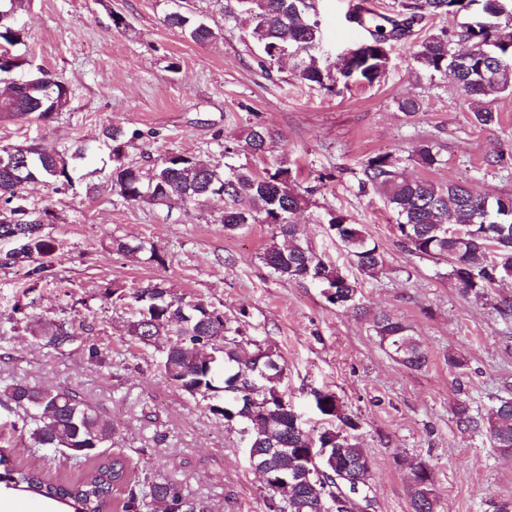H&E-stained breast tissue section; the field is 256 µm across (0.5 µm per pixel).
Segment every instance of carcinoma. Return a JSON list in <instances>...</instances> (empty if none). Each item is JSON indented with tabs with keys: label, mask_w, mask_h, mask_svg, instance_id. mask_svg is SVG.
<instances>
[{
	"label": "carcinoma",
	"mask_w": 512,
	"mask_h": 512,
	"mask_svg": "<svg viewBox=\"0 0 512 512\" xmlns=\"http://www.w3.org/2000/svg\"><path fill=\"white\" fill-rule=\"evenodd\" d=\"M240 11L251 23V36L263 48L267 59L280 61L287 51L295 57L299 79L329 91L337 82L372 85L382 78L389 63V42L400 37L425 14H460L478 9L482 20L461 30H445L424 39L415 53L416 62L426 71L449 80L470 99L476 108L474 119L489 126L498 119L490 103L504 93L512 95V0H397L392 14L386 15L356 7V23L369 33L357 54L346 57L336 75L321 68L315 55L321 42L320 21L311 0H238ZM165 23L178 28L195 43H207L222 29L196 21L179 12L165 17ZM27 31L9 22L0 24V44L21 43ZM465 42L469 54L456 58L452 41ZM40 84L25 94L12 82L0 94V115L26 122L47 124L66 111L71 92L61 78L35 68ZM275 131L263 124L248 126L242 143L224 142L220 165L193 156L169 153L160 163L144 171L126 161L127 149L138 131L120 126L102 128L98 139L110 162L112 190L127 203L149 200L157 203L196 204L211 197H224L219 216L224 230L235 232L249 224H269L275 229L273 242L264 250L262 261L270 271L285 280L322 281L336 286V298L326 301L336 307L358 308V282L319 257L301 237L295 216L308 203L309 188L300 192L285 162H276L260 171L230 162L241 151L252 155L265 152ZM9 152L24 178L0 169V240L16 247L4 263L33 262L30 277L43 278L42 260L60 246L46 232L55 219L49 208L29 211L17 204L31 182H45L58 191L74 188L80 162L90 149L78 140L70 145L47 147L40 144H10L0 147ZM423 167L442 164L436 145L424 141L416 150ZM381 195L396 214L394 224L400 243L410 252L437 264H450L449 275L465 296L486 298L499 273L512 271V198L476 191L462 183L440 184L426 178L408 179L400 171L398 159L390 153L369 158L363 168L359 189ZM329 228L361 271L374 274L384 268V255L378 244L360 224L342 215H332ZM112 248L145 263L162 264L164 257L150 243L130 245L111 239ZM136 317L127 333L143 344L155 336H177L179 340L164 351L161 370L165 377L185 393L203 398H220L222 404L210 411L227 425H247L244 410L257 414L264 431L256 434L249 447L250 465L270 466L271 475L284 474L292 483L288 506L270 512H323L328 492L346 488L354 478L351 469L368 473L369 459L359 440L358 423L349 416L333 392L314 394L315 408L336 421L337 434L319 438L332 443L336 466L319 474L305 467L297 454L309 447L312 433L301 416L286 403L281 390L285 375L269 350L260 360L239 352L240 327L224 317V312L201 302L195 303L191 321L181 313L183 298L158 284L132 294ZM372 330L398 364L420 369L426 354L418 338L400 319L381 313L374 316ZM224 337V349L205 347L206 339ZM74 341L64 326L47 334V345L62 349ZM0 409L6 412L10 428L28 435L30 448H47L71 461L87 465L74 478H61L44 469L23 465L11 459L7 447L0 448V483L6 488L39 501L56 504L62 512H112L114 492H127L122 512H143L155 503H166V512H208L207 505L187 499L178 487L163 478H138L128 459L104 450L112 447L116 427L112 418L88 402L76 389L46 387L13 382L0 385ZM457 426L485 435L504 456H512V396L500 397L486 415L472 413L465 401L456 405ZM413 512H436L437 496L428 467L423 462L411 465L409 472Z\"/></svg>",
	"instance_id": "1"
}]
</instances>
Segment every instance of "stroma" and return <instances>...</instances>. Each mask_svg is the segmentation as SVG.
Returning <instances> with one entry per match:
<instances>
[{"instance_id": "obj_1", "label": "stroma", "mask_w": 512, "mask_h": 512, "mask_svg": "<svg viewBox=\"0 0 512 512\" xmlns=\"http://www.w3.org/2000/svg\"><path fill=\"white\" fill-rule=\"evenodd\" d=\"M394 2L317 0L323 67L335 70L366 38L349 18L356 5L386 13ZM174 11L223 34L195 43L165 24ZM117 13L126 26L114 25ZM23 19L27 56L68 83L72 103L38 127L0 117V146L34 137L47 146L76 140L92 146L102 126L117 125L139 131L127 160L148 169L171 152L221 161L224 142L239 140L249 125H267L275 139L245 163L287 162L298 188L314 187L297 222L318 255L357 278L360 306H332L313 283L277 278L261 260L272 226L227 234L218 221L220 199L127 203L100 173L89 177L98 186L91 195L81 184L59 193L40 183L28 190L30 204L55 212L47 230L63 248L47 258L46 277L37 284L29 263L0 264V382L77 389L111 416L113 448L136 473L175 482L209 512H269V494L238 428L163 376L158 345L126 333L132 293L160 284L239 320L242 351L261 346L280 355L282 389L306 428L321 425L312 391L340 397L361 426L375 512H412L411 461L427 464L437 512H494L495 503L512 501V458L485 435L461 430L453 415L461 400L488 413L512 390V318L493 309L495 297L512 298V277L497 280L491 298L462 296L453 279L438 277L434 262L400 244L381 197L358 190L364 162L389 152L407 177L512 196V95L493 101L497 123L480 126L463 93L414 59L421 41L475 21V13L424 17L391 42L379 83L333 95L301 82L292 58L268 62L236 0H28ZM405 98L421 102L416 115L400 112ZM430 138L445 159L431 171L415 156ZM331 212L363 225L379 243L382 272L361 273L351 264L328 230ZM114 237L152 242L164 264L113 250ZM381 312L400 318L420 339L427 352L420 370L399 365L380 344L371 321ZM59 322L75 340L56 351L38 326ZM93 349L100 359L90 357ZM452 352L466 358V370L449 367Z\"/></svg>"}]
</instances>
